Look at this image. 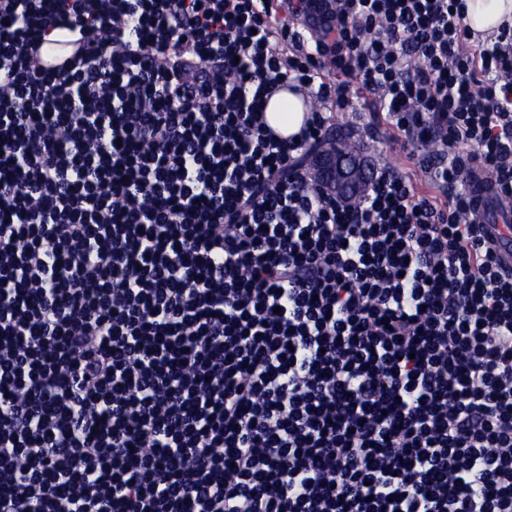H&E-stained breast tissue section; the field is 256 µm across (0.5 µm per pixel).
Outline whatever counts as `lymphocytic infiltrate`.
Here are the masks:
<instances>
[{
    "label": "lymphocytic infiltrate",
    "instance_id": "lymphocytic-infiltrate-1",
    "mask_svg": "<svg viewBox=\"0 0 512 512\" xmlns=\"http://www.w3.org/2000/svg\"><path fill=\"white\" fill-rule=\"evenodd\" d=\"M303 2L0 0V512H512V25ZM357 98L438 196L303 172ZM57 42L58 41L45 42L41 44L38 49L43 66L52 71L63 67L74 52V47L68 43L66 47L57 50L55 53H50L49 48L52 46L51 43ZM288 93V88L284 90ZM288 104V112H282L283 107ZM266 116L271 125L278 127L285 135H292L299 131L304 118V109L299 98L291 93L279 92L267 103ZM286 114V115H284ZM274 117L276 120H274ZM272 130L281 137H286L279 130L270 126ZM472 175L480 179L478 186L472 185V189L477 191L471 198L474 202V217L477 224L480 225L481 234L488 245L496 252L502 268L510 272L512 270V207L505 202H495V216L490 218L492 191L489 189L490 183L486 180L487 175L483 170L472 164L470 168ZM502 206V207H501Z\"/></svg>",
    "mask_w": 512,
    "mask_h": 512
}]
</instances>
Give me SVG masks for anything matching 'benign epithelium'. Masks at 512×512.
I'll list each match as a JSON object with an SVG mask.
<instances>
[{
	"label": "benign epithelium",
	"instance_id": "7a95c632",
	"mask_svg": "<svg viewBox=\"0 0 512 512\" xmlns=\"http://www.w3.org/2000/svg\"><path fill=\"white\" fill-rule=\"evenodd\" d=\"M306 20L322 29L327 13L322 0H308ZM369 164L361 155H347L331 140L310 152L307 157L308 175L324 192L339 201L355 199L365 194L369 184Z\"/></svg>",
	"mask_w": 512,
	"mask_h": 512
}]
</instances>
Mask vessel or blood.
<instances>
[{
    "instance_id": "vessel-or-blood-1",
    "label": "vessel or blood",
    "mask_w": 512,
    "mask_h": 512,
    "mask_svg": "<svg viewBox=\"0 0 512 512\" xmlns=\"http://www.w3.org/2000/svg\"><path fill=\"white\" fill-rule=\"evenodd\" d=\"M43 66L55 71L63 67L74 52L73 46L50 51L48 44L38 49ZM470 172L480 180L472 199L474 216L488 245L496 252L504 270H512V205L492 207V191L483 179L484 172L479 166H471Z\"/></svg>"
}]
</instances>
